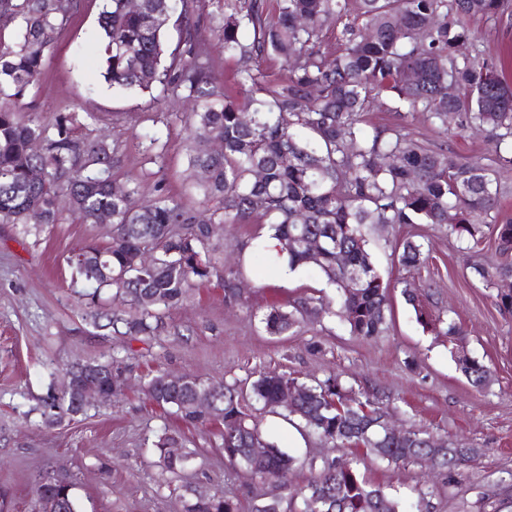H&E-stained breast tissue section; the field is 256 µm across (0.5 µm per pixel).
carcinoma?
Returning a JSON list of instances; mask_svg holds the SVG:
<instances>
[{
  "label": "carcinoma",
  "mask_w": 512,
  "mask_h": 512,
  "mask_svg": "<svg viewBox=\"0 0 512 512\" xmlns=\"http://www.w3.org/2000/svg\"><path fill=\"white\" fill-rule=\"evenodd\" d=\"M503 0H243L219 20L224 53L241 59L276 57L285 74L278 80L258 68L237 72L248 89L246 105L224 93L200 62L190 0H141L133 10L127 0H104L99 16L102 74L112 88L150 90L161 86L182 93L187 105L188 188L213 207L195 208L158 190L141 201L132 180L119 188L112 180L118 148L95 125L96 117L65 112L44 124L19 110L37 84L46 54L68 17L56 0H0V20L21 19L16 40L0 43V223L19 226L24 236L69 215L82 224L112 216L110 242L88 245L68 258L82 319L94 329H109L132 340L152 339L167 330V318L190 292L217 277L228 297L237 296L240 270L221 274L219 260L208 255L211 224H242L253 217L268 220L278 254L290 269L311 267L325 276L339 296L340 316L352 335L381 334L391 316L392 285L377 272L367 249L369 224L399 227L430 224L471 248L494 238L504 255L512 252V218H500L501 187L495 168L512 167V84L500 63L475 48L465 18L495 17ZM335 42L329 29L347 16ZM184 34L182 46L167 52L170 25ZM421 78L411 81L410 72ZM456 94L448 96V85ZM385 95L391 112H426L448 132L475 126L486 130L493 157L457 161L414 143L396 129L366 132L361 124L374 97ZM219 140L221 151L211 149ZM455 223H448V212ZM493 220L486 221V218ZM321 248L312 252L305 240ZM398 262L417 267L425 259L424 243L411 237L394 241ZM149 254L150 263L140 257ZM485 287L496 289L499 308L512 312V263L473 267ZM112 291V307L100 302ZM326 311L323 298L292 300L288 309L272 307L265 330L280 335L306 316ZM92 375L106 400L127 386L124 361L104 355L92 361ZM471 385L482 390L490 368L472 358L460 367ZM292 387L295 400L280 404ZM211 399V412L193 407L197 393ZM250 394L262 408L291 421L338 448H364L387 464L429 458L453 469L474 458L461 443L437 446L422 429L391 438L376 424L385 414L369 397L355 392L337 375L312 383L284 373L263 371ZM149 403L192 425L224 422L219 447L237 471L288 491L278 501L262 499L254 512H403L399 500L370 485L351 461H325L306 484L288 490L294 457L269 442L263 458L250 456L249 445L264 438L259 422L241 406L242 389L193 374L172 386L157 372L145 384ZM69 394L51 387L41 398L48 425L84 415ZM156 464L177 473L185 464L168 462L166 449L185 448L166 430L153 441ZM50 493L55 512H81L71 483L39 481L36 491ZM239 505L220 487L185 485L183 512H238Z\"/></svg>",
  "instance_id": "obj_1"
}]
</instances>
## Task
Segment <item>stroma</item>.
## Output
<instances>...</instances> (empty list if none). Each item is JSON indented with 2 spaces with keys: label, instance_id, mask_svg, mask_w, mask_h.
Returning <instances> with one entry per match:
<instances>
[{
  "label": "stroma",
  "instance_id": "1",
  "mask_svg": "<svg viewBox=\"0 0 512 512\" xmlns=\"http://www.w3.org/2000/svg\"><path fill=\"white\" fill-rule=\"evenodd\" d=\"M236 0H194L200 18L199 41L218 83H229L239 103L247 92L232 83L237 58L225 55L211 19L230 11ZM102 0H81L78 10L56 35L40 80L27 97L32 114L51 122L60 112L89 113L107 124L118 145L113 170L118 184L139 181L141 199L157 187L198 205L187 193L184 108L160 90L123 92L101 74L98 25ZM468 26L478 47L490 58H504L512 80V17L475 18ZM365 129H401L427 149L457 160L484 158L491 147L483 134L445 133L426 113L397 114L382 108L364 113ZM158 136L162 156L150 161V136ZM403 235H423L431 243L425 264L405 269L391 247L389 227L371 225L367 239L375 268L384 278L404 280L421 295V305L436 329L422 327L400 290H392V321L386 332L369 340L352 336L334 314L321 322L269 335L262 323L267 309L298 297L335 300L336 290L312 268L289 279L269 252L255 243L270 235L268 224L253 219L218 227L213 241L225 266L238 267L240 295L231 300L218 282L196 288L171 312L169 327L152 341H128L89 326L78 316L67 259L89 242L107 243L103 224L72 218L46 227L39 236H22L16 225L0 223V512H33L35 488L47 472L66 476L74 485L81 512H182V486L223 484L225 492L250 512L268 491L262 479L246 477L224 464L216 442L223 424L185 427L175 417L161 419L142 386L149 375L191 373L228 383L251 382L256 372L276 370L308 382L340 374L353 388L388 406L403 426L422 427L435 436L479 449V456L455 473L417 462L388 465L365 450L332 448L316 435L289 425L281 416L258 409L263 430L276 433L281 449L297 460L291 488L302 487L311 465L331 459L356 461L371 484L408 500L414 512H479L482 496L512 483V314L500 312L491 289L472 265L500 261L494 242L465 252L454 237L435 226L413 224ZM461 326L458 342L444 334L447 323ZM488 365L490 385L474 388L456 363L457 351ZM116 353L127 365L128 387L87 415L48 426L37 409L49 386L63 380L67 367ZM182 433L197 455L185 470L171 474L154 464L152 441L161 423Z\"/></svg>",
  "mask_w": 512,
  "mask_h": 512
}]
</instances>
